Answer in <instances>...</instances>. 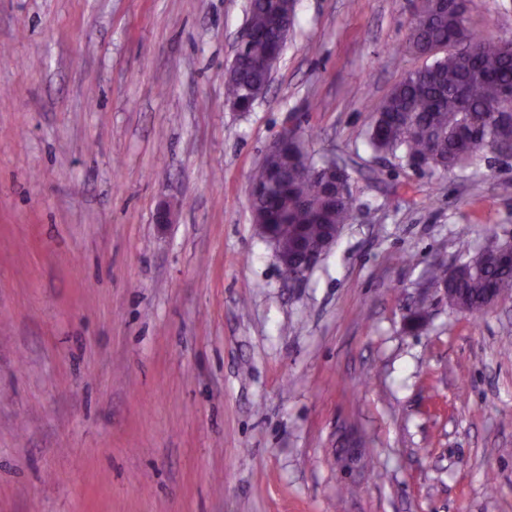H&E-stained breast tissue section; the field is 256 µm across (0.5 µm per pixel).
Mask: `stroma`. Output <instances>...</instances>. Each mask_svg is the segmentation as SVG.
I'll use <instances>...</instances> for the list:
<instances>
[{
    "mask_svg": "<svg viewBox=\"0 0 512 512\" xmlns=\"http://www.w3.org/2000/svg\"><path fill=\"white\" fill-rule=\"evenodd\" d=\"M415 5L297 0L239 112L249 0H0V512H512V294L471 315L428 279L512 244V155L366 142L427 62ZM467 25L512 36V0ZM289 119L354 196L297 283L249 202Z\"/></svg>",
    "mask_w": 512,
    "mask_h": 512,
    "instance_id": "stroma-1",
    "label": "stroma"
}]
</instances>
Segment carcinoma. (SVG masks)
<instances>
[{"label":"carcinoma","mask_w":512,"mask_h":512,"mask_svg":"<svg viewBox=\"0 0 512 512\" xmlns=\"http://www.w3.org/2000/svg\"><path fill=\"white\" fill-rule=\"evenodd\" d=\"M466 0H448V11L426 27H412L409 47L420 55L433 44H467L468 59L448 50L433 62L407 74L382 100L373 103V122L367 134L377 153L401 154L416 170L450 171L474 156L498 151L500 127L488 109L501 103L512 89V58L499 38L475 39L458 15ZM295 0H251L250 40L241 48L238 68L224 82L226 99L240 112L251 109L253 94L268 86L265 61L282 53L285 25H293ZM275 181L272 192L251 203L257 224H285L288 242L309 244L332 224L341 234L351 216L352 203L331 178L319 171L304 144L285 145L272 165L259 166L254 185ZM512 247L491 242L478 251L462 243L464 261L453 268L432 267V279L448 283V304L460 311L472 308L487 292L512 291Z\"/></svg>","instance_id":"carcinoma-1"}]
</instances>
